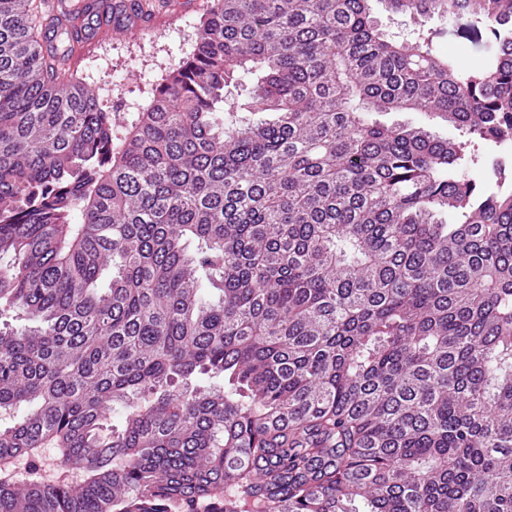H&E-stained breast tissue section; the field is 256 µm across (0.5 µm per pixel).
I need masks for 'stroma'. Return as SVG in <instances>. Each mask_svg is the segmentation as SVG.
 <instances>
[{
  "mask_svg": "<svg viewBox=\"0 0 512 512\" xmlns=\"http://www.w3.org/2000/svg\"><path fill=\"white\" fill-rule=\"evenodd\" d=\"M114 0H95L93 9L79 19L78 26L93 36V43L79 47L70 43L72 70L95 93L104 111L115 118L114 139H123L132 121L146 110L162 80L194 51L197 34L212 0H153L144 27L131 36L113 30ZM373 11L390 34L407 38L417 30H434L435 44L447 52L454 38L440 16L421 17L388 12L384 0H373Z\"/></svg>",
  "mask_w": 512,
  "mask_h": 512,
  "instance_id": "1",
  "label": "stroma"
}]
</instances>
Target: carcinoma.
<instances>
[{"label": "carcinoma", "instance_id": "carcinoma-1", "mask_svg": "<svg viewBox=\"0 0 512 512\" xmlns=\"http://www.w3.org/2000/svg\"><path fill=\"white\" fill-rule=\"evenodd\" d=\"M370 2L213 0L116 147L0 0V512H512V0ZM372 6L375 16L382 23V28L390 34L402 39L413 36V33L420 28L425 31L436 30L440 34L435 38V44L442 54L448 55V48L454 47V38L448 34V23L440 16L421 17L410 14H393L388 12L385 3L379 0H374ZM383 120L393 121V120H405L412 121L417 124H426L432 127L435 131L439 132L443 136H448L451 138L458 137V131L455 130L452 126H448L446 123L440 120H429L428 117H424L417 113H408V114H398V115H387L382 117ZM496 146L499 148L501 156L494 159L492 164L485 170V176L488 181L499 180L505 170L506 160L512 165V130L509 127L500 134Z\"/></svg>", "mask_w": 512, "mask_h": 512}]
</instances>
